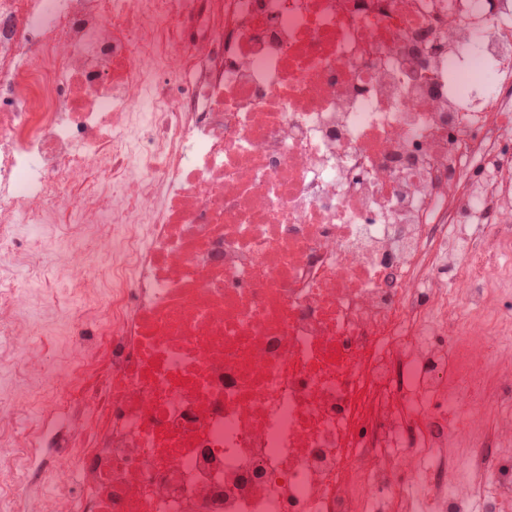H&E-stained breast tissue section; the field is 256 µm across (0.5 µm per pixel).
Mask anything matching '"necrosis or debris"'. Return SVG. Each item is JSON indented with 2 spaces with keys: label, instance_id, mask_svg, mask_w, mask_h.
Listing matches in <instances>:
<instances>
[{
  "label": "necrosis or debris",
  "instance_id": "obj_1",
  "mask_svg": "<svg viewBox=\"0 0 512 512\" xmlns=\"http://www.w3.org/2000/svg\"><path fill=\"white\" fill-rule=\"evenodd\" d=\"M511 143L512 0H0V512H512ZM45 224H23L20 231L23 234L48 233L55 238L67 239L71 244L80 243L82 249L90 250L95 244V235L90 228H76L73 224H57L56 227L47 229ZM125 264V261L120 257L112 258L111 251L110 257L96 272V285L101 294L106 293L112 288L113 273L118 268H125Z\"/></svg>",
  "mask_w": 512,
  "mask_h": 512
}]
</instances>
